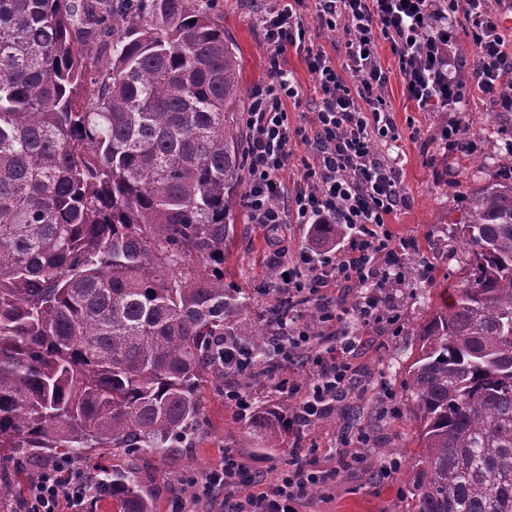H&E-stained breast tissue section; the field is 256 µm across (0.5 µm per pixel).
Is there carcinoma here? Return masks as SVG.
<instances>
[{
	"label": "carcinoma",
	"mask_w": 512,
	"mask_h": 512,
	"mask_svg": "<svg viewBox=\"0 0 512 512\" xmlns=\"http://www.w3.org/2000/svg\"><path fill=\"white\" fill-rule=\"evenodd\" d=\"M120 2L0 0V512L21 454L176 460L201 385L230 373L224 337H250L243 384L270 379L268 336L299 307L252 321L224 283L246 158L224 25L198 0ZM503 167L453 221L465 283L414 330L415 512H512V150ZM245 427L277 448L288 411ZM100 497L153 512L133 470L102 473Z\"/></svg>",
	"instance_id": "cac0c4a2"
}]
</instances>
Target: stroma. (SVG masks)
Here are the masks:
<instances>
[{
    "instance_id": "obj_1",
    "label": "stroma",
    "mask_w": 512,
    "mask_h": 512,
    "mask_svg": "<svg viewBox=\"0 0 512 512\" xmlns=\"http://www.w3.org/2000/svg\"><path fill=\"white\" fill-rule=\"evenodd\" d=\"M215 17L234 44L240 64V88L243 101L268 80L267 51L257 20L261 0H209ZM378 53L388 81L384 97L401 139L380 140L375 144L386 159H398L400 179L406 198L387 222L394 238H407L416 245L409 267L411 275L398 290L394 302L401 330L374 328L363 332L352 364L357 385L345 404L354 422H340L328 412L315 424L290 428L281 446L259 452V442L244 428V415L229 408L224 389L241 386L238 377L224 379L223 389L202 387L204 418L190 447L181 449L178 467L158 457L135 459L108 451L90 453L83 464L89 469H136L154 496V512H175L174 502L179 479L198 474L219 464L225 450L237 452L266 479L287 468L294 456L315 454L324 469L338 470V477L312 488L299 512H412L413 457L416 427L407 406L403 379L413 359L415 339L412 329L423 323L444 298L464 281L468 267L461 262L449 219L459 218L470 191L500 173L503 159L512 150V138L499 137L487 143L480 127L492 125L495 116L479 97H472L464 113L420 112L406 98L404 79L386 41H379ZM286 67L302 89L299 104L288 107L291 124L305 122L315 108V81L303 55L289 51ZM464 120L469 135L456 149L446 150L441 130L456 120ZM231 209L235 222L230 227L224 250V281L251 293L246 315L258 320L265 308L274 303L276 275L268 265L270 243L264 227L250 223L243 206L242 192H234ZM368 433L372 445L363 449L362 462L340 468L337 450L343 438ZM389 450L401 467L383 478L370 458Z\"/></svg>"
}]
</instances>
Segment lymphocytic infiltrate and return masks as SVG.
I'll return each instance as SVG.
<instances>
[{
	"instance_id": "obj_1",
	"label": "lymphocytic infiltrate",
	"mask_w": 512,
	"mask_h": 512,
	"mask_svg": "<svg viewBox=\"0 0 512 512\" xmlns=\"http://www.w3.org/2000/svg\"><path fill=\"white\" fill-rule=\"evenodd\" d=\"M309 8L319 27L342 30L344 64H335L323 46L307 40L302 12ZM460 15L471 26L474 51L467 61L456 49ZM259 23L271 79L255 91L243 114L244 206L251 223L269 234L270 263L283 276L280 294L292 302L313 303L323 327L338 329L334 344L319 351L297 318L269 339L274 352L286 359L302 350L314 352L315 369L307 387L291 379L278 384L284 393L301 394L294 420L309 425L351 387L357 339L344 331V324L399 326L386 291L403 286L404 257L411 245L393 242L387 227L388 216L404 195L397 166L374 146L378 140L399 138L383 96L387 74L378 40L389 44L406 96L421 112H456L473 95L495 111L512 112V52L487 0H267ZM291 49L303 53L319 96L313 117L297 126L287 111L288 102L300 97L298 82L284 67ZM299 141L308 145L309 155L289 189L280 175L290 166ZM290 224H342L350 236L334 252L304 250L290 260L282 238ZM339 284L359 288L350 305L329 296V288ZM327 478L313 457L294 461L266 482L228 451L221 465L185 478L190 494L182 498L181 510L195 512L199 502L220 488L225 512H298L308 491ZM92 482V473L80 464L44 465L29 486L23 512H84Z\"/></svg>"
}]
</instances>
